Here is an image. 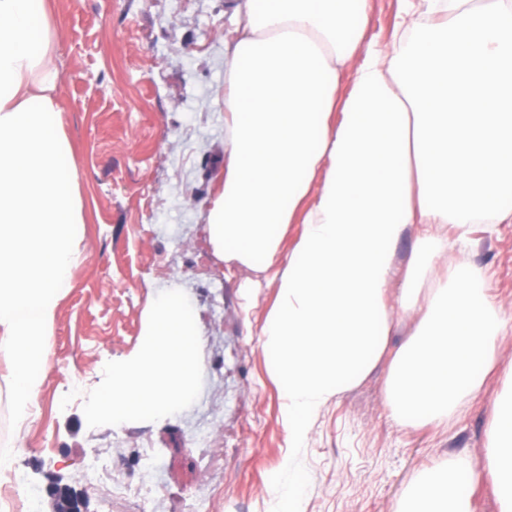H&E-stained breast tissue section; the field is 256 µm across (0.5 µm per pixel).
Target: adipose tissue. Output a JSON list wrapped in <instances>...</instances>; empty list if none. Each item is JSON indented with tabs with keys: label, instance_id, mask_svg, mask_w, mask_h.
<instances>
[{
	"label": "adipose tissue",
	"instance_id": "ef3b65f1",
	"mask_svg": "<svg viewBox=\"0 0 512 512\" xmlns=\"http://www.w3.org/2000/svg\"><path fill=\"white\" fill-rule=\"evenodd\" d=\"M390 47L368 35L369 0H238L226 46L224 180L206 215L224 260L264 272L293 220L259 334L294 450L270 486L302 512L297 449L310 420L380 361L394 247L414 224L512 223V0H420ZM360 58L337 98L340 70ZM407 88L395 91V78ZM59 103L51 0H0V373L30 416L56 311L84 238ZM486 469L512 512V411L494 409ZM475 462L423 479L412 512H470Z\"/></svg>",
	"mask_w": 512,
	"mask_h": 512
}]
</instances>
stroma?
Masks as SVG:
<instances>
[{"mask_svg":"<svg viewBox=\"0 0 512 512\" xmlns=\"http://www.w3.org/2000/svg\"><path fill=\"white\" fill-rule=\"evenodd\" d=\"M234 0H53L62 122L86 222L53 354L28 420L0 378V437H21L10 467L55 512L66 487L82 512H273L269 487L289 451L258 343L279 292L272 273L225 262L206 212L224 178V44ZM447 238L512 318L511 224H414L395 246L386 356L309 423L303 512H402L419 478L454 456L484 465L493 405L512 399V322L496 370L441 425L399 426L385 397L390 354L415 334L424 298L452 276L424 254ZM420 305H402L405 283ZM194 300L203 336L199 398L174 417L88 426L83 404L107 362L133 356L159 288Z\"/></svg>","mask_w":512,"mask_h":512,"instance_id":"35a3bbf8","label":"stroma"}]
</instances>
